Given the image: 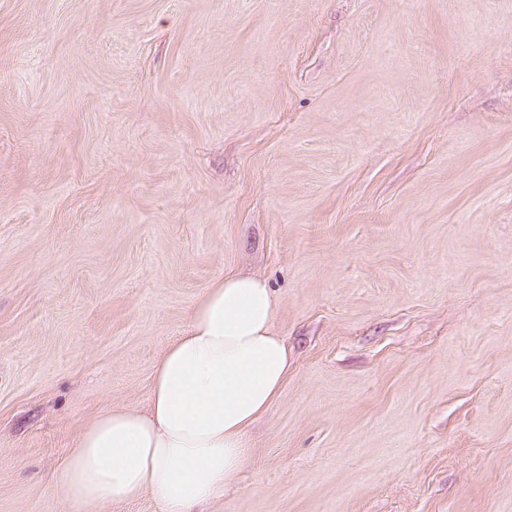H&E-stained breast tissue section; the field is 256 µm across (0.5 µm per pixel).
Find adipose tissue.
I'll return each mask as SVG.
<instances>
[{
    "mask_svg": "<svg viewBox=\"0 0 512 512\" xmlns=\"http://www.w3.org/2000/svg\"><path fill=\"white\" fill-rule=\"evenodd\" d=\"M261 277L228 274L194 303L154 368L147 410L114 407L77 435L53 487L73 508L150 494L159 512H206L249 462L248 432L290 371Z\"/></svg>",
    "mask_w": 512,
    "mask_h": 512,
    "instance_id": "ef3b65f1",
    "label": "adipose tissue"
}]
</instances>
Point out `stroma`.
Listing matches in <instances>:
<instances>
[{"instance_id":"stroma-1","label":"stroma","mask_w":512,"mask_h":512,"mask_svg":"<svg viewBox=\"0 0 512 512\" xmlns=\"http://www.w3.org/2000/svg\"><path fill=\"white\" fill-rule=\"evenodd\" d=\"M229 272L292 370L208 512H512V0H0V512Z\"/></svg>"}]
</instances>
